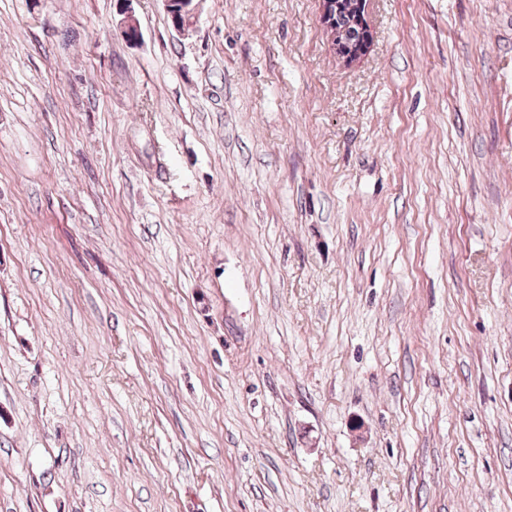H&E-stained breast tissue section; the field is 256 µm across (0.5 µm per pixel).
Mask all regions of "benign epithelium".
<instances>
[{
    "mask_svg": "<svg viewBox=\"0 0 512 512\" xmlns=\"http://www.w3.org/2000/svg\"><path fill=\"white\" fill-rule=\"evenodd\" d=\"M170 15L172 26L177 32L185 30L191 23L194 7L193 0H164ZM320 3V22L333 37V49L336 55L347 65L361 60L369 51L373 36L368 22V0H318ZM118 13L122 16L124 35L130 42L140 39L139 24L133 15L129 0H117ZM344 13L350 19V27L359 32V38L352 39L346 30L336 24V16Z\"/></svg>",
    "mask_w": 512,
    "mask_h": 512,
    "instance_id": "obj_1",
    "label": "benign epithelium"
}]
</instances>
